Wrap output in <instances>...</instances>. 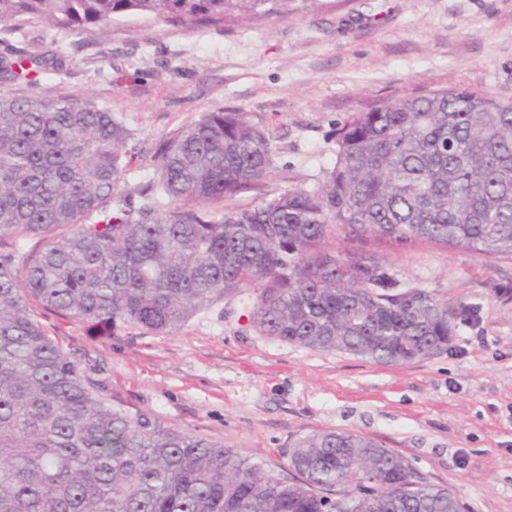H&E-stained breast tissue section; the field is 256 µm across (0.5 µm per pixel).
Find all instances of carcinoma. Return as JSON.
Here are the masks:
<instances>
[{"instance_id": "1", "label": "carcinoma", "mask_w": 512, "mask_h": 512, "mask_svg": "<svg viewBox=\"0 0 512 512\" xmlns=\"http://www.w3.org/2000/svg\"><path fill=\"white\" fill-rule=\"evenodd\" d=\"M298 0H0V24L182 25L286 16ZM47 60L19 54L0 79ZM133 132L78 98L0 99V512H463L403 457L356 434L297 439L286 481L222 444L106 397L33 309L98 331L165 334L252 289L261 333L316 351L404 364L444 351L459 312L410 299L359 243L419 242L512 255V102L469 88L375 103L336 128L314 189L269 190L273 136L219 109L174 132L148 181L126 183ZM355 483L341 486L347 478Z\"/></svg>"}]
</instances>
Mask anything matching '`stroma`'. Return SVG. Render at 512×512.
<instances>
[{
  "label": "stroma",
  "mask_w": 512,
  "mask_h": 512,
  "mask_svg": "<svg viewBox=\"0 0 512 512\" xmlns=\"http://www.w3.org/2000/svg\"><path fill=\"white\" fill-rule=\"evenodd\" d=\"M18 50L54 65L33 83L0 79V98H80L121 118L135 133L130 190L158 141L219 108L272 134V190L317 187L337 124L373 103L457 87L512 101V0H310L206 27L0 25V59ZM375 253L400 287L470 310L447 350L406 364L309 350L259 333L237 295L159 335L40 319L103 394L277 477L294 475L296 438L345 431L456 492L465 512H512V257L430 243Z\"/></svg>",
  "instance_id": "stroma-1"
}]
</instances>
